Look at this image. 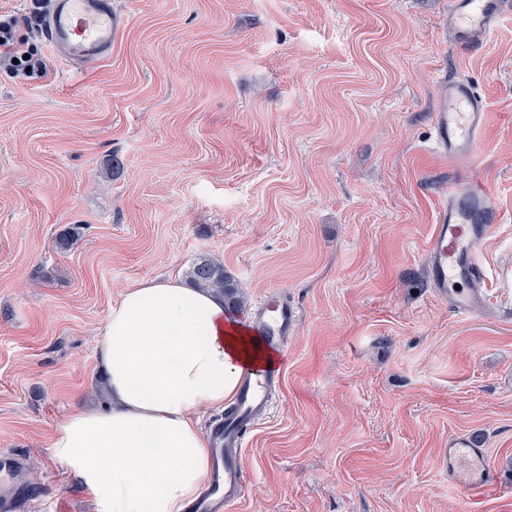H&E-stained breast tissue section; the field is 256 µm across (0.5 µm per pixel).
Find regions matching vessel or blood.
Listing matches in <instances>:
<instances>
[{
  "label": "vessel or blood",
  "instance_id": "1",
  "mask_svg": "<svg viewBox=\"0 0 512 512\" xmlns=\"http://www.w3.org/2000/svg\"><path fill=\"white\" fill-rule=\"evenodd\" d=\"M510 11L512 0H448V27L457 47L465 51L480 43ZM119 28L112 0H51L42 32L58 55L89 65L111 56ZM434 125L441 158L454 164L470 159L483 139L486 101L468 79L445 83ZM496 218L495 202L480 183L457 177L443 188L427 266L431 288L456 313L477 312L484 302L474 243L492 233ZM295 318L287 299L271 294L254 308L248 328L265 349L279 354L288 348ZM280 375L275 367L244 370L229 412L210 429L217 468L190 512H230L244 496L243 470L231 450L241 444L247 428L271 410ZM22 459L15 451L0 453V512H30L37 498L19 479ZM446 467L449 479L472 493L485 492L495 483L486 450L468 436L449 439Z\"/></svg>",
  "mask_w": 512,
  "mask_h": 512
}]
</instances>
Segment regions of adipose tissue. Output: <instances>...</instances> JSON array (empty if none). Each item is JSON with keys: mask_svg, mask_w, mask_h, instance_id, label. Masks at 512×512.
<instances>
[{"mask_svg": "<svg viewBox=\"0 0 512 512\" xmlns=\"http://www.w3.org/2000/svg\"><path fill=\"white\" fill-rule=\"evenodd\" d=\"M95 351L109 405L65 418L55 456L106 512H186L211 465L200 411L223 407L244 368L275 355L222 296L175 277L126 288Z\"/></svg>", "mask_w": 512, "mask_h": 512, "instance_id": "1", "label": "adipose tissue"}]
</instances>
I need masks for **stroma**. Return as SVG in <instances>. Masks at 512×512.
Returning <instances> with one entry per match:
<instances>
[{"label":"stroma","instance_id":"stroma-1","mask_svg":"<svg viewBox=\"0 0 512 512\" xmlns=\"http://www.w3.org/2000/svg\"><path fill=\"white\" fill-rule=\"evenodd\" d=\"M30 8L0 0L49 63L0 67V449L27 452L37 512H99L54 432L105 403L94 345L123 290L202 255L241 318L272 291L297 310L234 512H512V12L462 56L448 0H112V55L79 73ZM454 74L485 96L465 172L501 215L469 316L426 274ZM454 435L487 448L491 491L449 483Z\"/></svg>","mask_w":512,"mask_h":512}]
</instances>
